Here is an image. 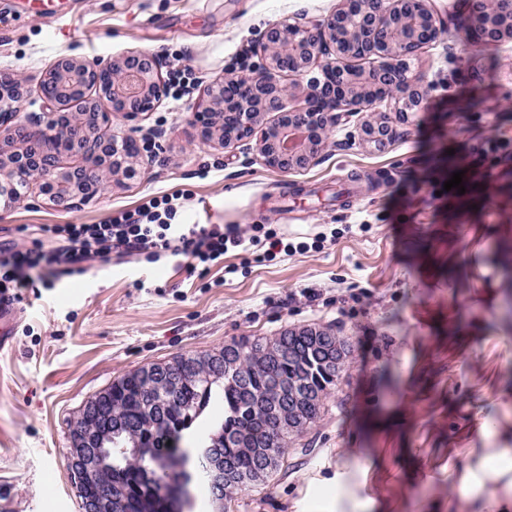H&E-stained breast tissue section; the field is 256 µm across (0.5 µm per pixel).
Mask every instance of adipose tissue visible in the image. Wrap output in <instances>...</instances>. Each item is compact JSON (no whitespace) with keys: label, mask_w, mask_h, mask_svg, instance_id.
Segmentation results:
<instances>
[{"label":"adipose tissue","mask_w":512,"mask_h":512,"mask_svg":"<svg viewBox=\"0 0 512 512\" xmlns=\"http://www.w3.org/2000/svg\"><path fill=\"white\" fill-rule=\"evenodd\" d=\"M461 486L478 512H512V448L476 450Z\"/></svg>","instance_id":"1"}]
</instances>
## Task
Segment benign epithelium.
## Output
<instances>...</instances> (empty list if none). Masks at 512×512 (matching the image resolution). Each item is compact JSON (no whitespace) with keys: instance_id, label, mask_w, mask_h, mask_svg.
I'll list each match as a JSON object with an SVG mask.
<instances>
[{"instance_id":"7a95c632","label":"benign epithelium","mask_w":512,"mask_h":512,"mask_svg":"<svg viewBox=\"0 0 512 512\" xmlns=\"http://www.w3.org/2000/svg\"><path fill=\"white\" fill-rule=\"evenodd\" d=\"M360 12L352 29L341 27L336 18L353 7ZM476 19L487 21L495 39L512 40V4L509 0H478ZM440 30V19L426 0H342V7L325 20L309 26L276 24L262 45L263 62L245 81L248 94L227 111V101L240 86L235 78L219 77L206 88L204 99L193 113L195 124L206 140L229 148L249 138L255 141L265 163L282 172L302 169L316 159L322 136L344 120L373 110V97L382 92L387 111L401 116L413 111L419 80L411 69L415 53L429 44ZM359 53L376 56L385 64L359 75L336 62ZM321 68L322 78L308 80L306 103L287 105L292 93L283 78L304 77ZM164 63L155 54H130L107 63L64 56L46 72L40 88L45 128L29 139L26 123L19 119L22 99L0 94V134L10 143L31 142L38 148L34 165L18 162L22 151L0 155V204L10 205L22 195L36 192L54 207L70 208L77 198L85 200L104 187V169L114 176H136L140 151L132 132H105L108 114L98 100L111 103V112L134 119L154 112L168 93ZM316 99L331 100L333 109L319 112L311 107ZM70 116L64 128L62 113ZM274 114L268 123L264 116ZM107 146L104 161L85 167L80 182L72 170L61 166L63 155L84 157L100 145ZM72 462L86 475L94 471L88 436L75 435Z\"/></svg>"}]
</instances>
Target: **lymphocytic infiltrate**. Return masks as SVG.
I'll use <instances>...</instances> for the list:
<instances>
[{
	"mask_svg": "<svg viewBox=\"0 0 512 512\" xmlns=\"http://www.w3.org/2000/svg\"><path fill=\"white\" fill-rule=\"evenodd\" d=\"M512 160V134L505 132L471 146L465 166L472 180L491 181L493 170ZM187 195L181 191L145 195L132 209L113 213L96 224H46L32 245L0 242V297L23 302L27 292L63 278L84 274L93 262L109 263L133 253L154 262L179 257L187 272L217 265L225 255L263 253L270 258L292 252L275 229L254 224L249 234L221 224H184L180 221Z\"/></svg>",
	"mask_w": 512,
	"mask_h": 512,
	"instance_id": "1",
	"label": "lymphocytic infiltrate"
}]
</instances>
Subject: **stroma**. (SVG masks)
<instances>
[{
	"mask_svg": "<svg viewBox=\"0 0 512 512\" xmlns=\"http://www.w3.org/2000/svg\"><path fill=\"white\" fill-rule=\"evenodd\" d=\"M443 19L414 62L439 112L388 121L381 149L360 118L331 130L315 164L267 166L253 141L204 140L192 109L216 77H250L265 31L337 12L341 0H64L57 19L33 0H0V76L26 80L22 114L65 55L108 61L139 50L164 74L184 59L181 99L139 125L153 131L139 174L70 210L31 194L0 208V240L31 243L44 224H94L146 194L189 192L187 224H267L309 248L263 262L228 256L187 273L145 256L95 265L22 304L0 352V512H80L67 468L69 424L114 379L240 336L326 326L354 352L321 415L281 471L235 494L229 512H473L458 493L473 449L512 446V162L493 186L447 205L413 192L480 138L512 131V40L475 36L465 0H429Z\"/></svg>",
	"mask_w": 512,
	"mask_h": 512,
	"instance_id": "stroma-1",
	"label": "stroma"
}]
</instances>
